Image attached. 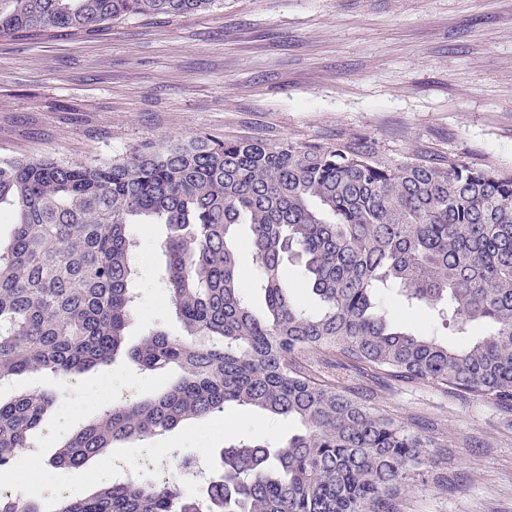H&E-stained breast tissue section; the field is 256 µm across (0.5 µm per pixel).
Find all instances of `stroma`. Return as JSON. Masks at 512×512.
<instances>
[{
  "mask_svg": "<svg viewBox=\"0 0 512 512\" xmlns=\"http://www.w3.org/2000/svg\"><path fill=\"white\" fill-rule=\"evenodd\" d=\"M267 141L363 135L393 159L455 154L512 169V0H223L132 17L83 37L0 36V159L109 161L161 137ZM141 287L126 330L182 333L169 311L162 224H137ZM383 304L459 344L425 308ZM396 421L443 437L407 486L409 512H512V411L431 384L379 388Z\"/></svg>",
  "mask_w": 512,
  "mask_h": 512,
  "instance_id": "stroma-1",
  "label": "stroma"
}]
</instances>
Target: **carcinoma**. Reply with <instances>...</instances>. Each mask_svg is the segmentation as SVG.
I'll return each mask as SVG.
<instances>
[{
  "label": "carcinoma",
  "instance_id": "obj_1",
  "mask_svg": "<svg viewBox=\"0 0 512 512\" xmlns=\"http://www.w3.org/2000/svg\"><path fill=\"white\" fill-rule=\"evenodd\" d=\"M220 0H0V34L91 35L131 16H179ZM15 215L0 251V381L50 372L66 381L125 355L181 377L148 401L109 404L63 442L53 464L78 467L114 443L143 440L235 403L294 418L272 447L242 443L198 495L174 480L113 483L57 512H404L409 479L439 438L399 423L351 386L431 383L512 408V169L453 154L392 160L362 137L331 145L213 134L162 137L109 162L0 160V207ZM171 234L170 307L183 334L126 350L137 298L132 224ZM251 228L267 312L243 297L233 228ZM302 259L321 302L306 310L282 271ZM448 311L450 346L393 323L379 303ZM54 405L43 393L0 403V469L30 447ZM0 512H39L0 491Z\"/></svg>",
  "mask_w": 512,
  "mask_h": 512
}]
</instances>
